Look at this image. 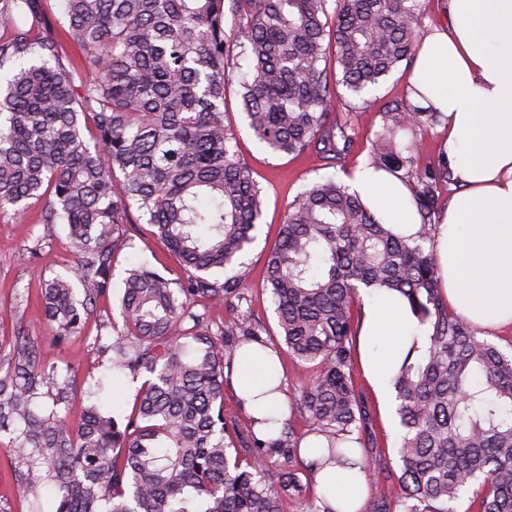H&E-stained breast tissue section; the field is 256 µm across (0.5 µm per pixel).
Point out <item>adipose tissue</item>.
I'll list each match as a JSON object with an SVG mask.
<instances>
[{
  "label": "adipose tissue",
  "mask_w": 512,
  "mask_h": 512,
  "mask_svg": "<svg viewBox=\"0 0 512 512\" xmlns=\"http://www.w3.org/2000/svg\"><path fill=\"white\" fill-rule=\"evenodd\" d=\"M448 24L420 41L408 84L412 105L441 113L444 155L456 190L440 216L434 250L449 306L487 332L512 329V0H448ZM363 204L393 231L412 236L420 219L407 185L365 166L351 181ZM412 314L396 293L366 296L360 333L362 369L382 403L412 346ZM270 347L235 353L231 385L257 432L274 431L288 403ZM315 492L338 512H359L367 488L358 471L315 468Z\"/></svg>",
  "instance_id": "obj_1"
}]
</instances>
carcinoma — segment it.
I'll return each instance as SVG.
<instances>
[{
    "label": "carcinoma",
    "mask_w": 512,
    "mask_h": 512,
    "mask_svg": "<svg viewBox=\"0 0 512 512\" xmlns=\"http://www.w3.org/2000/svg\"><path fill=\"white\" fill-rule=\"evenodd\" d=\"M0 0V214L41 204L64 224L73 264L42 277L35 299L50 345L83 336L109 296L115 259L137 211L176 258V282L142 263L122 280V327L94 337L112 378L146 375L130 411L105 408L102 379L48 360L35 327L0 336V447L19 501L43 512H337L311 492L309 435L326 463L369 477L371 512H512V354L448 308L431 244L448 162L420 163V135L439 113L392 101L382 109L371 165L413 179L421 218L405 238L333 178L288 208L264 280L288 355L311 371L291 396V420L259 436L224 409L235 351L266 344L241 261L262 216L261 190L224 126L229 70L249 71L241 100L250 130L273 154L318 153L336 166L353 128L331 117L336 86L354 94L413 59L418 0H230L243 19L225 30V0ZM82 51L69 62L60 37ZM334 49V67L327 65ZM412 138L403 144L399 133ZM232 269L219 280L218 271ZM402 295L425 337L393 377L400 474L374 480L378 442L352 365L362 294ZM234 312L213 324L210 309ZM80 421H69L75 399ZM278 473L276 482L271 472Z\"/></svg>",
    "instance_id": "cac0c4a2"
}]
</instances>
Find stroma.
Instances as JSON below:
<instances>
[{"label": "stroma", "instance_id": "stroma-1", "mask_svg": "<svg viewBox=\"0 0 512 512\" xmlns=\"http://www.w3.org/2000/svg\"><path fill=\"white\" fill-rule=\"evenodd\" d=\"M411 65L401 64L370 94L368 100L352 97L345 88H338L336 118L350 119L355 128V139L344 162L336 167L326 166L319 154L276 155L266 150L248 128L240 97L242 69H235L226 92L224 124L237 138V151L262 190L264 209L255 232V240L242 259L253 268L250 285L256 317L265 322L269 344H277V322L274 304L263 282L266 255L273 246L278 227L283 223L289 204L297 195L322 179L333 177L347 180L355 170L369 163L371 142L381 127L380 111L391 101L405 100L407 79ZM40 205H33L20 219L0 216V320L12 323L23 319L25 323L39 325L42 311L36 301L27 300L29 289L35 288L40 273L66 272L71 260L67 230L64 225L41 224ZM132 237L130 248L120 252L114 267L115 280H122L131 264L148 263L169 278L181 279L183 273L176 260L154 236L153 228L145 220L134 219L129 226ZM45 238L46 245L38 258L26 252L37 238ZM357 387L365 396L371 411L372 429L389 472L399 470L396 447L399 441L397 419L381 405L361 369H354Z\"/></svg>", "mask_w": 512, "mask_h": 512}]
</instances>
